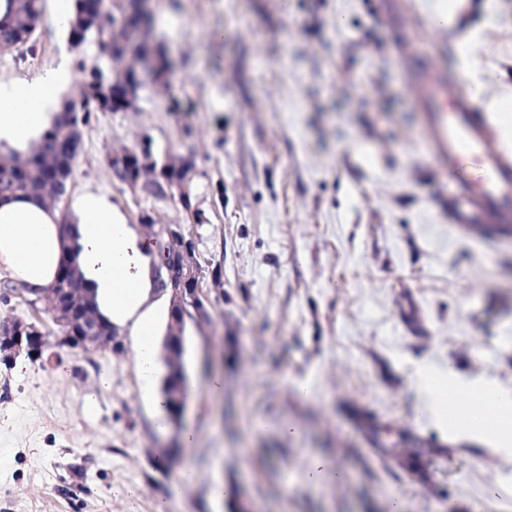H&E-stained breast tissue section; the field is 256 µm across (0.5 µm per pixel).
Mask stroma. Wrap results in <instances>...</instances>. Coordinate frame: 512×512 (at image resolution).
<instances>
[{
    "instance_id": "obj_1",
    "label": "stroma",
    "mask_w": 512,
    "mask_h": 512,
    "mask_svg": "<svg viewBox=\"0 0 512 512\" xmlns=\"http://www.w3.org/2000/svg\"><path fill=\"white\" fill-rule=\"evenodd\" d=\"M422 2L157 0L168 86L143 89L138 111L96 113L67 194L108 192L132 227L146 214L192 237L209 318L186 322L189 395L158 432L127 332L61 346L47 299L0 303V321L40 318L46 340L41 359L0 364V512H229L226 485L251 512H512V463L433 428L417 376L452 365L512 391V237L449 225L408 80L433 64L480 106L499 98L512 0H465L440 30ZM469 30L464 61L452 48ZM64 50L79 79L111 65L96 39L72 44L44 18L35 48L0 54V80ZM146 140L193 160L202 223L177 197L114 179L108 152ZM363 413L447 447L428 465L434 488L378 457ZM169 447L174 461L156 468ZM315 455L335 479L309 481Z\"/></svg>"
}]
</instances>
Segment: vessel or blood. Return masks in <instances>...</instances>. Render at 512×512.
<instances>
[{
	"instance_id": "vessel-or-blood-1",
	"label": "vessel or blood",
	"mask_w": 512,
	"mask_h": 512,
	"mask_svg": "<svg viewBox=\"0 0 512 512\" xmlns=\"http://www.w3.org/2000/svg\"><path fill=\"white\" fill-rule=\"evenodd\" d=\"M421 135L448 178V218L468 233L512 225V152L502 129L512 117L481 111L447 72L411 75Z\"/></svg>"
}]
</instances>
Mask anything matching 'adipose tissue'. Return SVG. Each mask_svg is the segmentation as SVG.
<instances>
[{"instance_id": "ef3b65f1", "label": "adipose tissue", "mask_w": 512, "mask_h": 512, "mask_svg": "<svg viewBox=\"0 0 512 512\" xmlns=\"http://www.w3.org/2000/svg\"><path fill=\"white\" fill-rule=\"evenodd\" d=\"M74 82L68 57L29 78L0 81V154L21 158L37 152L56 123L64 90ZM53 205L29 196L0 198V267L40 295L65 264L81 274L103 321L126 331L139 372L140 392L149 397L158 430L167 420L153 384L159 312L156 255L150 241L129 226L108 193L87 190L70 206L71 223ZM420 399L436 420L454 414L455 435L492 448L512 462V394L492 380L462 381L455 369H421Z\"/></svg>"}]
</instances>
